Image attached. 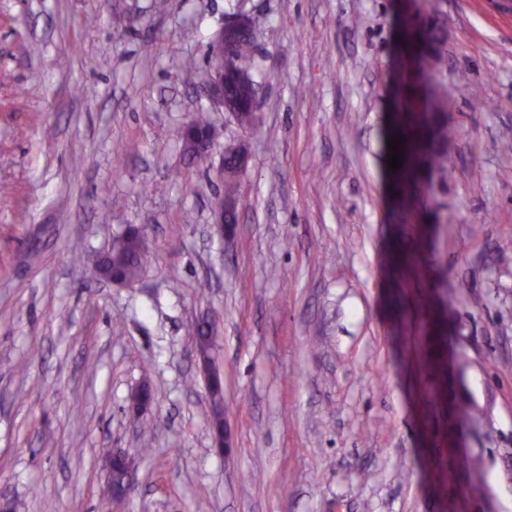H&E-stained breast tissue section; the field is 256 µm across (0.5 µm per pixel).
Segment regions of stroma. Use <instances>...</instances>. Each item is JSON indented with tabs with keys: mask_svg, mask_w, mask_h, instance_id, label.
I'll list each match as a JSON object with an SVG mask.
<instances>
[{
	"mask_svg": "<svg viewBox=\"0 0 512 512\" xmlns=\"http://www.w3.org/2000/svg\"><path fill=\"white\" fill-rule=\"evenodd\" d=\"M238 5L257 35L255 126L211 113L192 164L179 131ZM405 17L440 32L456 131L454 178L417 194L385 151ZM236 140L249 161L225 245L212 226ZM502 142L512 21L473 0L435 15L420 0H0V495L16 512H507ZM129 225L140 277L97 281ZM206 319L228 456L192 334ZM112 448L135 474L117 505Z\"/></svg>",
	"mask_w": 512,
	"mask_h": 512,
	"instance_id": "35a3bbf8",
	"label": "stroma"
}]
</instances>
